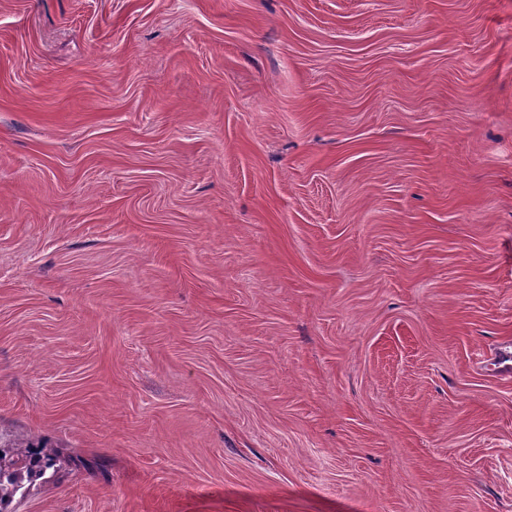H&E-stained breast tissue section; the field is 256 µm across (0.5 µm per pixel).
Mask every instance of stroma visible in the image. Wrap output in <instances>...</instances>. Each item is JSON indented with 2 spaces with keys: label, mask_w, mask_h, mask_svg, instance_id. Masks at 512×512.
<instances>
[{
  "label": "stroma",
  "mask_w": 512,
  "mask_h": 512,
  "mask_svg": "<svg viewBox=\"0 0 512 512\" xmlns=\"http://www.w3.org/2000/svg\"><path fill=\"white\" fill-rule=\"evenodd\" d=\"M512 0H0L6 512H512ZM12 457L6 461L7 451L0 448V511L18 494L26 490L25 484L42 477L53 469L57 452L45 445H34L28 441L11 448ZM16 457V458H14Z\"/></svg>",
  "instance_id": "obj_1"
}]
</instances>
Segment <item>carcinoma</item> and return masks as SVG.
<instances>
[{
  "label": "carcinoma",
  "instance_id": "obj_1",
  "mask_svg": "<svg viewBox=\"0 0 512 512\" xmlns=\"http://www.w3.org/2000/svg\"><path fill=\"white\" fill-rule=\"evenodd\" d=\"M12 458L0 448V512L17 495L25 491V484L42 477L54 468L57 452L45 445L28 441L11 448Z\"/></svg>",
  "mask_w": 512,
  "mask_h": 512
}]
</instances>
